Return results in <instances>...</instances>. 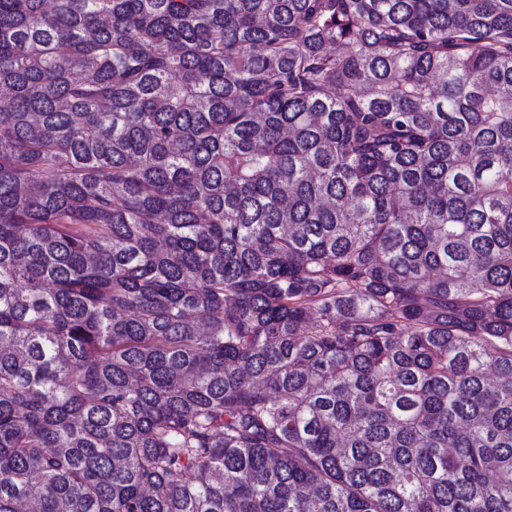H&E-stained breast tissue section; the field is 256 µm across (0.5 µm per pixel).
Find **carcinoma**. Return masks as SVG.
<instances>
[{
  "instance_id": "1",
  "label": "carcinoma",
  "mask_w": 512,
  "mask_h": 512,
  "mask_svg": "<svg viewBox=\"0 0 512 512\" xmlns=\"http://www.w3.org/2000/svg\"><path fill=\"white\" fill-rule=\"evenodd\" d=\"M0 512H512V0H0Z\"/></svg>"
}]
</instances>
